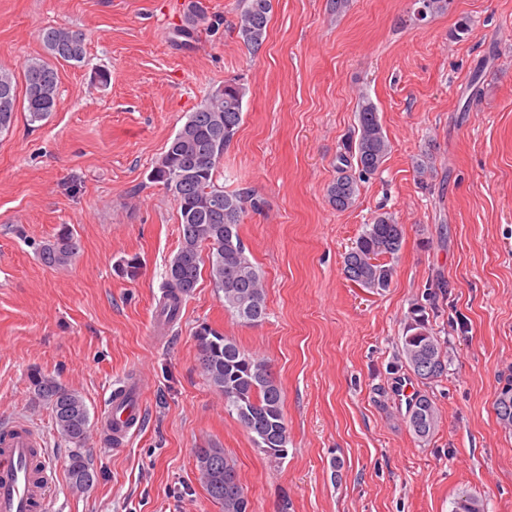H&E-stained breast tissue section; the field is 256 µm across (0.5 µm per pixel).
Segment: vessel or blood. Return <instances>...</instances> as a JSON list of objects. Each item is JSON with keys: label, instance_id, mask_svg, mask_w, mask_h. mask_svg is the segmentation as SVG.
I'll return each mask as SVG.
<instances>
[{"label": "vessel or blood", "instance_id": "1", "mask_svg": "<svg viewBox=\"0 0 512 512\" xmlns=\"http://www.w3.org/2000/svg\"><path fill=\"white\" fill-rule=\"evenodd\" d=\"M137 386H124L103 418L115 440L137 433L143 423ZM54 469L41 438L23 422H15L0 440V512H43Z\"/></svg>", "mask_w": 512, "mask_h": 512}]
</instances>
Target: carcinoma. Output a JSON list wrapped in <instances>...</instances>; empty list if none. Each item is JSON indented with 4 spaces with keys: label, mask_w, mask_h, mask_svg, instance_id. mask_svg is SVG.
Masks as SVG:
<instances>
[{
    "label": "carcinoma",
    "mask_w": 512,
    "mask_h": 512,
    "mask_svg": "<svg viewBox=\"0 0 512 512\" xmlns=\"http://www.w3.org/2000/svg\"><path fill=\"white\" fill-rule=\"evenodd\" d=\"M417 13L433 16L448 8L449 0H418ZM272 0H244L236 30L242 43L256 53L266 41ZM208 15L200 0H191L183 15L182 31L194 32L206 25ZM39 37L48 58L32 59L23 73V94H18L14 75L0 70V132L11 127L18 100L31 123L48 119L59 99V75L53 61L80 63L85 57L82 33L62 27H44ZM246 88L236 80L224 82L204 99L175 135L150 173L173 197L180 216V247L169 261L162 284L159 316H179L186 297L196 288L202 267L208 266L210 282L223 295L224 310L244 323L255 324L266 315L265 281L253 263L239 228L248 210L260 204L248 187L224 190L217 183L224 152L231 146L243 120ZM391 150L376 105L368 98L358 104V125L354 137L343 144L338 175L327 189L329 204L338 211L352 207L359 195V183L378 174ZM403 226L388 212L377 214L344 257L347 278L363 288L383 290L390 286L393 266L389 258L402 246ZM207 255H202L203 250ZM79 242L72 230L60 228L54 239L39 244L40 262L52 269L72 264ZM426 307L413 309L411 322L402 336L405 363L422 380H435L447 369L443 342L434 335L425 318ZM193 336L198 360L208 382L224 395V406L236 414L255 448L279 462V449L288 447L290 433L283 412V392L269 362L241 349L237 343L206 322L198 324ZM431 363L420 372L417 364ZM30 388L51 407L58 435L73 445L68 474L72 486L85 490L92 479L88 449L90 415L77 392L62 387L38 368L28 374ZM407 424L415 435L428 437L436 427L431 399L418 394L409 403ZM198 479L221 512H246L245 498L224 491V472L237 473L235 461L222 448L209 446L194 452ZM453 512H485L483 501L464 494Z\"/></svg>",
    "instance_id": "carcinoma-1"
}]
</instances>
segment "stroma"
Segmentation results:
<instances>
[{"mask_svg":"<svg viewBox=\"0 0 512 512\" xmlns=\"http://www.w3.org/2000/svg\"><path fill=\"white\" fill-rule=\"evenodd\" d=\"M185 0H0V68L22 76L43 55L38 32L85 36L83 62H57L48 121L17 112L0 133V429L26 421L56 463L49 512H221L197 479L194 451L236 462L251 512H452L461 493L512 512V426L494 401L512 379V0H450L419 21L415 0H273L260 52L237 37L242 0H204L211 29L184 41ZM465 34H457L460 21ZM107 81H100L99 72ZM230 79L246 89L218 182L261 203L240 235L264 275L267 317L224 310L208 276L155 344L179 215L149 174L189 112ZM369 97L391 143L352 207L329 205L337 156ZM435 169L420 182L416 157ZM404 229L393 281L367 290L343 258L366 224ZM69 226L74 264L45 267L33 245ZM138 256L136 279L120 261ZM447 344L427 382L405 367L415 306ZM202 322L266 358L281 385L291 444L271 463L254 448L198 361ZM55 375L91 423L126 380L144 424L123 444L91 433L93 484L73 491L70 446L28 374ZM437 425L406 423L416 394ZM436 413L431 399L424 394H418L409 403L407 424L415 435L420 438L428 437L436 427Z\"/></svg>","mask_w":512,"mask_h":512,"instance_id":"stroma-1","label":"stroma"}]
</instances>
